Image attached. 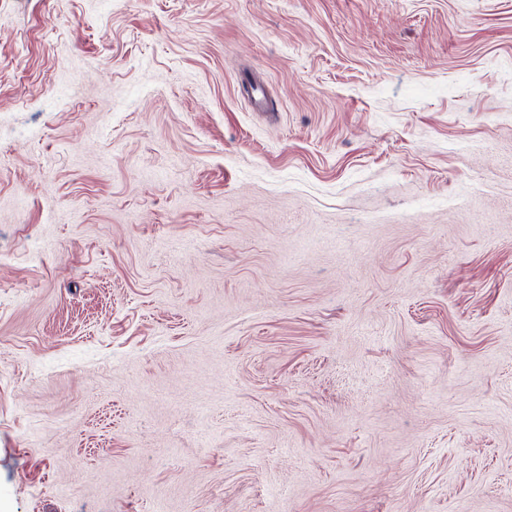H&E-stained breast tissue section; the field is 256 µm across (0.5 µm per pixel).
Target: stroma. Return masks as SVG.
<instances>
[{"instance_id":"35a3bbf8","label":"stroma","mask_w":512,"mask_h":512,"mask_svg":"<svg viewBox=\"0 0 512 512\" xmlns=\"http://www.w3.org/2000/svg\"><path fill=\"white\" fill-rule=\"evenodd\" d=\"M0 512H512V0H0Z\"/></svg>"}]
</instances>
